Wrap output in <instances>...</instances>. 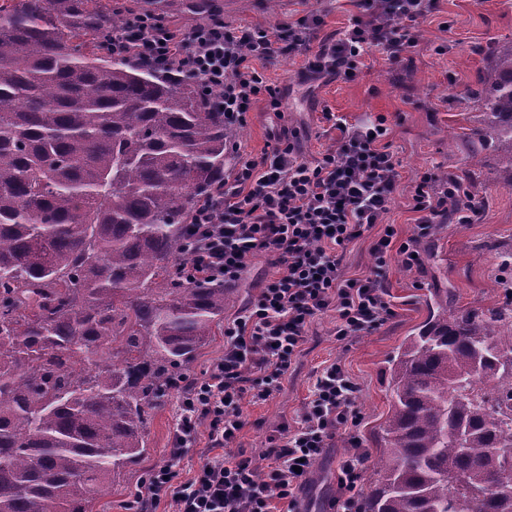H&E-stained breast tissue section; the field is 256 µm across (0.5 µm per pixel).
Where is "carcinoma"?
I'll return each mask as SVG.
<instances>
[{
    "mask_svg": "<svg viewBox=\"0 0 512 512\" xmlns=\"http://www.w3.org/2000/svg\"><path fill=\"white\" fill-rule=\"evenodd\" d=\"M104 0H0V512H92L235 289L186 278L185 225L236 130L194 79L112 33ZM487 146L512 173V46L489 47ZM436 311L404 340L360 512H512V308Z\"/></svg>",
    "mask_w": 512,
    "mask_h": 512,
    "instance_id": "1",
    "label": "carcinoma"
}]
</instances>
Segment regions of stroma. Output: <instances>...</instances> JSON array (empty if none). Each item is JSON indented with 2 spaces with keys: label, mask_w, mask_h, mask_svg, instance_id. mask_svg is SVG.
<instances>
[{
  "label": "stroma",
  "mask_w": 512,
  "mask_h": 512,
  "mask_svg": "<svg viewBox=\"0 0 512 512\" xmlns=\"http://www.w3.org/2000/svg\"><path fill=\"white\" fill-rule=\"evenodd\" d=\"M224 21L269 28L317 10L325 16L326 32L344 26L355 14L353 0H222ZM417 48L400 62L390 63L380 53L366 56L353 80L305 84L297 73L303 57H283L255 66L267 82L285 95L284 124L299 130L306 157L314 158L331 144L332 134L319 123L322 107L360 122L385 116L387 141L404 168L405 183L397 190L387 216L397 230V241L417 233L416 215L409 206V178L427 169L468 170L470 191L483 199L473 223L449 219L431 238L420 266L405 270L397 251H390L386 283L396 314L381 328L347 342L334 336L336 314L329 311L310 327L303 351L279 394L261 403H244L246 424L240 433L242 449L254 452L268 444L277 424L296 426L310 394L312 377L324 364L340 361L358 385L354 406L361 416L358 427L367 463L377 454L375 438L391 401L389 368L406 336L428 317L431 292L447 288L457 310L484 311L501 307L507 296L495 293L489 281L496 272L494 256L485 251L490 240L512 246V190L508 176L493 150H484L479 167L470 165V141L481 125L477 77L492 78L493 63L486 46L512 44V0H439L418 26ZM274 120L264 103H256L235 140L252 157H261ZM179 392H172L152 415L148 452L139 464L107 485L92 504L93 512H130V506L149 467L162 461L171 443ZM343 446L328 449L315 467V480L302 495L305 512H327L336 493V464Z\"/></svg>",
  "instance_id": "stroma-1"
}]
</instances>
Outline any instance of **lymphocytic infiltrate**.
<instances>
[{"mask_svg": "<svg viewBox=\"0 0 512 512\" xmlns=\"http://www.w3.org/2000/svg\"><path fill=\"white\" fill-rule=\"evenodd\" d=\"M437 0H356L357 14L331 35H321L318 12L268 30L229 26L214 19L187 29L142 14L112 36V53H132L152 65L191 76L216 92L224 123L244 125L253 106L265 101L281 112L284 96L266 84L254 60L301 55L305 82L352 79L359 61L373 52L392 62L418 45L417 27ZM333 143L309 160L298 130L282 125L270 134L260 158L239 154L231 174L210 202L195 211L190 226L191 272L238 287L250 262L265 257L273 267L256 297L224 326V353L182 392L166 460L153 466L136 496V512L169 501L172 512H301L300 496L313 480L315 464L344 437L336 468L331 512H350L363 476L365 453L352 404L357 384L340 363L317 370L301 423L279 425L267 448L239 447L245 425L243 402L263 403L279 390L295 362L311 323L336 314L334 334L347 341L379 329L394 315L384 284L387 256L397 251L405 268L417 266L414 241L397 242L387 224L402 181V165L385 141V117L352 123L331 108L321 110ZM460 196V223H471L481 205L471 193L435 171L411 184V209L421 233L448 221V199ZM375 265L368 275L348 276L346 250L374 226ZM205 441L206 461L180 480L175 468L187 449Z\"/></svg>", "mask_w": 512, "mask_h": 512, "instance_id": "1", "label": "lymphocytic infiltrate"}]
</instances>
